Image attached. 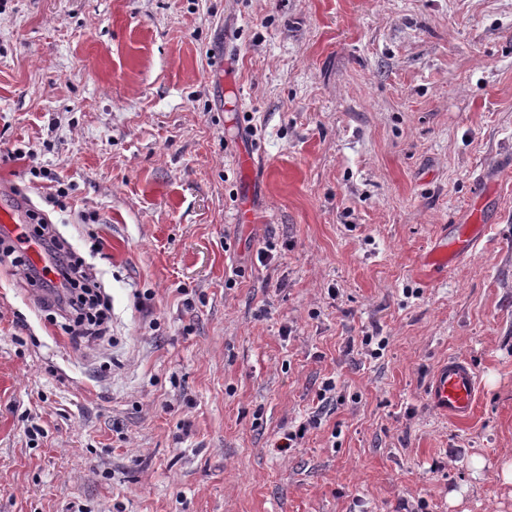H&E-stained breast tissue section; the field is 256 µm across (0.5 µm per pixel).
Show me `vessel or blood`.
<instances>
[{
	"mask_svg": "<svg viewBox=\"0 0 512 512\" xmlns=\"http://www.w3.org/2000/svg\"><path fill=\"white\" fill-rule=\"evenodd\" d=\"M28 222V208L22 201L0 206V236L20 240L33 265H41L44 248L37 240L24 237L22 227ZM477 239L472 225H457L450 240L437 246L432 261L447 266L452 259L465 251L473 250ZM478 379L471 366L459 358L444 362L431 377L428 395L432 405L455 420H465L474 412Z\"/></svg>",
	"mask_w": 512,
	"mask_h": 512,
	"instance_id": "obj_1",
	"label": "vessel or blood"
}]
</instances>
